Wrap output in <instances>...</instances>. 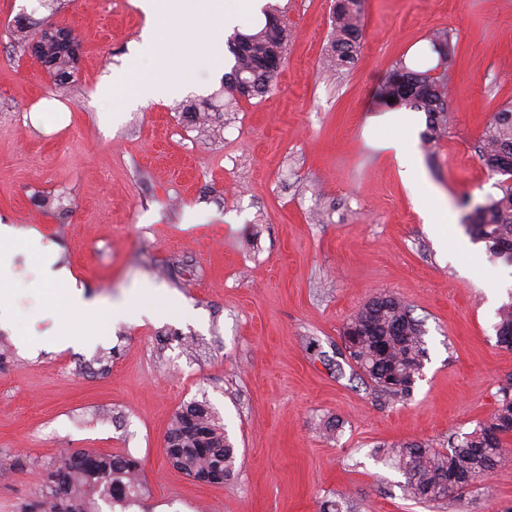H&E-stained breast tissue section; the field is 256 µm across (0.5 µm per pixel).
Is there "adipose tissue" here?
I'll use <instances>...</instances> for the list:
<instances>
[{
    "label": "adipose tissue",
    "instance_id": "adipose-tissue-1",
    "mask_svg": "<svg viewBox=\"0 0 512 512\" xmlns=\"http://www.w3.org/2000/svg\"><path fill=\"white\" fill-rule=\"evenodd\" d=\"M191 17L196 31V53L181 55L178 44L181 36L180 15L165 5L164 0H141L146 24L141 40L136 45L137 54L153 57L150 75L139 76L136 64H129L125 78L106 77L100 87L101 97L123 101L136 97L138 101L156 100L174 89L169 78L172 74H188L199 62L213 58V46L209 30L217 19L232 23L243 12L257 10L261 0H233L232 7H225L224 0H190ZM25 247L30 253L45 256L49 248L40 234L6 224L0 225V304L9 296L10 280L7 275L17 247ZM48 281L54 288L56 303L68 311L71 318L81 322L95 319L98 309L95 302L87 300L83 287L67 268L48 270Z\"/></svg>",
    "mask_w": 512,
    "mask_h": 512
}]
</instances>
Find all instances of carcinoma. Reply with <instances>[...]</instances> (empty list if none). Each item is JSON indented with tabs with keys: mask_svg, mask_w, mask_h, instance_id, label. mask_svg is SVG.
Here are the masks:
<instances>
[{
	"mask_svg": "<svg viewBox=\"0 0 512 512\" xmlns=\"http://www.w3.org/2000/svg\"><path fill=\"white\" fill-rule=\"evenodd\" d=\"M364 0H334L328 62L341 68L353 58V48L361 37ZM275 13L266 14L265 23L230 39L235 63L225 84L248 100L268 92L273 73L264 61L285 54L287 28L271 23ZM18 41L32 48L39 41L42 66L58 87L70 83L76 68L74 48L60 46L41 37L38 23L16 20ZM383 102L427 113L426 141L435 143L449 124L444 82L434 84L428 71L413 70L399 63L391 77L378 89ZM480 158L494 174L502 176L500 194L488 196L467 215V230L474 241L485 244L493 258L512 262V170L504 171L506 149H512V107L493 114L483 132ZM497 342L512 349V299L498 310ZM425 331L413 316L411 306L392 294L372 298L349 320L344 339L350 342L349 357L373 385L385 394L407 396L421 376ZM512 379L500 388L502 399L491 417L444 453L426 443H407L383 451L386 460L405 477L404 491L422 502H439L455 492L486 478L512 457ZM167 455L173 465L198 479L208 476L224 480L235 463L233 445L224 429L216 425L209 409L192 403L177 412L167 436ZM138 463L128 457L94 451L65 452L35 487L31 502L23 512H102L100 503L129 508L141 494L137 482Z\"/></svg>",
	"mask_w": 512,
	"mask_h": 512,
	"instance_id": "1",
	"label": "carcinoma"
}]
</instances>
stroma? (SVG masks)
Wrapping results in <instances>:
<instances>
[{"label":"stroma","mask_w":512,"mask_h":512,"mask_svg":"<svg viewBox=\"0 0 512 512\" xmlns=\"http://www.w3.org/2000/svg\"><path fill=\"white\" fill-rule=\"evenodd\" d=\"M267 3L283 11L288 44L264 98L224 85L232 31L265 22L242 14L211 31L219 65L128 107L103 104L98 87L140 39L137 0L52 11L0 0V225L38 232L99 306L93 325H77L54 311L40 259L15 257L0 323V512H21L58 456L81 450L138 461L128 512H322L330 500L342 512H512V459L429 504L376 454L448 450L512 378L496 336L512 265L491 261L464 222L497 192L478 146L512 106V0H365L360 43L338 70L324 64L334 0ZM24 15L78 34L67 94L31 55H13ZM441 31L454 48L444 64L430 45ZM399 62L441 67L451 89L447 136L425 144L417 113L405 171L366 132ZM206 99L224 106L208 137L183 112ZM426 185L437 191L427 200ZM427 208L447 210V223H426ZM381 293L407 301L426 331L422 376L404 397L376 394L344 346L351 316ZM193 402L235 447L222 483L167 457L171 420Z\"/></svg>","instance_id":"35a3bbf8"}]
</instances>
